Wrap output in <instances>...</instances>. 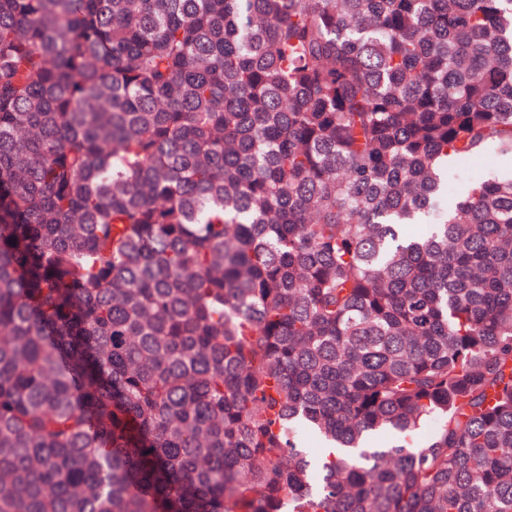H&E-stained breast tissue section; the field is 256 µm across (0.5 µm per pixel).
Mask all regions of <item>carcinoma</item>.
<instances>
[{
    "label": "carcinoma",
    "instance_id": "1",
    "mask_svg": "<svg viewBox=\"0 0 512 512\" xmlns=\"http://www.w3.org/2000/svg\"><path fill=\"white\" fill-rule=\"evenodd\" d=\"M490 151L512 0H0V512H512Z\"/></svg>",
    "mask_w": 512,
    "mask_h": 512
}]
</instances>
